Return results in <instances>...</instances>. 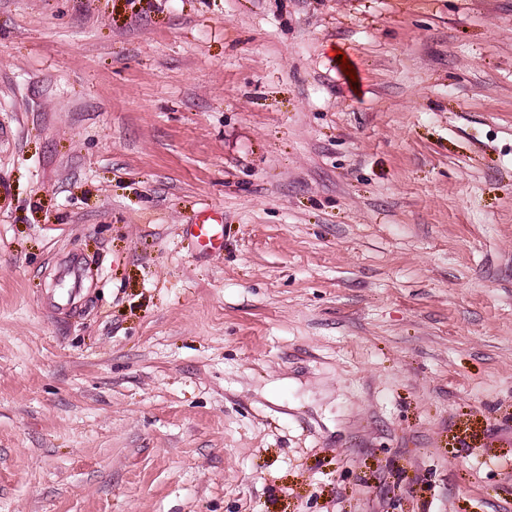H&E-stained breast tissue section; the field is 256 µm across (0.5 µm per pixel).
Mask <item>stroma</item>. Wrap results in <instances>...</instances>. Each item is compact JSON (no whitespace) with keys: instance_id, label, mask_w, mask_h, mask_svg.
<instances>
[{"instance_id":"stroma-1","label":"stroma","mask_w":512,"mask_h":512,"mask_svg":"<svg viewBox=\"0 0 512 512\" xmlns=\"http://www.w3.org/2000/svg\"><path fill=\"white\" fill-rule=\"evenodd\" d=\"M0 512H512V0H0Z\"/></svg>"}]
</instances>
